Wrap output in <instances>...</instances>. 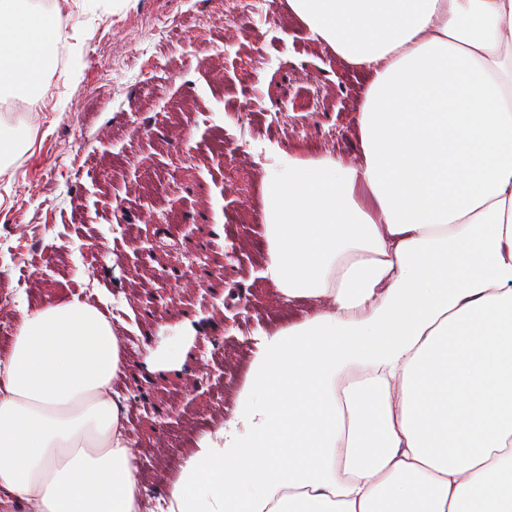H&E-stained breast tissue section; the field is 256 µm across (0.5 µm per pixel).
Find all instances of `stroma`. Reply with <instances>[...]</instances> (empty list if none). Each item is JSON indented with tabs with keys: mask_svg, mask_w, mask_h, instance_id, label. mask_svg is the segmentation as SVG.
<instances>
[{
	"mask_svg": "<svg viewBox=\"0 0 512 512\" xmlns=\"http://www.w3.org/2000/svg\"><path fill=\"white\" fill-rule=\"evenodd\" d=\"M58 57L25 141L0 166V354L18 309L93 294L123 338L113 383L142 475L234 411L259 331L288 305L261 278L269 150L360 152L366 75L311 38L288 0H29ZM182 348L167 351L172 339Z\"/></svg>",
	"mask_w": 512,
	"mask_h": 512,
	"instance_id": "35a3bbf8",
	"label": "stroma"
}]
</instances>
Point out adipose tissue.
I'll list each match as a JSON object with an SVG mask.
<instances>
[{
	"instance_id": "ef3b65f1",
	"label": "adipose tissue",
	"mask_w": 512,
	"mask_h": 512,
	"mask_svg": "<svg viewBox=\"0 0 512 512\" xmlns=\"http://www.w3.org/2000/svg\"><path fill=\"white\" fill-rule=\"evenodd\" d=\"M288 5L371 74L361 152H273L263 275L313 309L258 334L167 512H512V0ZM56 53L44 15L0 0L11 87L38 89ZM123 363L96 307L21 309L0 355V503L139 512L109 393Z\"/></svg>"
}]
</instances>
